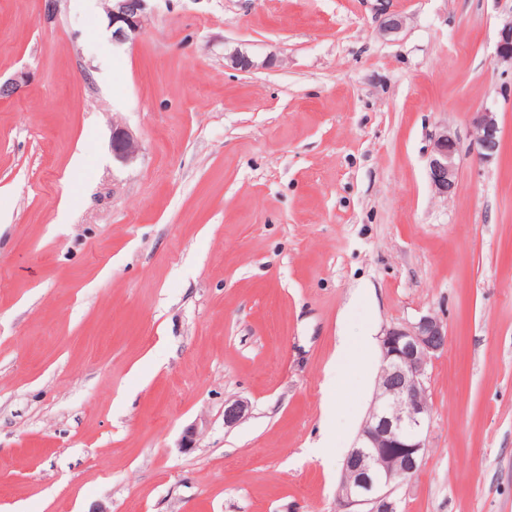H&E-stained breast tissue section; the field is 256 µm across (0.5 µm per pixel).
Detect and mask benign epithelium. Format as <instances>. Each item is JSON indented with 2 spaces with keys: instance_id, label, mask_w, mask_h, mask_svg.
<instances>
[{
  "instance_id": "7a95c632",
  "label": "benign epithelium",
  "mask_w": 512,
  "mask_h": 512,
  "mask_svg": "<svg viewBox=\"0 0 512 512\" xmlns=\"http://www.w3.org/2000/svg\"><path fill=\"white\" fill-rule=\"evenodd\" d=\"M107 9L112 41L124 43L140 32L148 0H109ZM497 60L512 64V20L498 33ZM28 73L19 72L0 80V100L21 95ZM475 155L480 161L493 159L500 149L501 130L497 113L489 108L476 113ZM112 151L128 160L136 152V142L125 129L112 133ZM459 145L443 130L433 137L428 164L432 187L442 196L454 193L458 178ZM445 327L435 315H422L414 322L393 325L381 336L382 366L377 393L368 418L353 448L346 455L343 469L351 478L341 483L339 497L345 507L372 504L371 512H396L392 500L399 471L412 473L422 460L424 427L430 408L426 402L428 364L445 345ZM248 410L244 401H234L224 411V424L234 425Z\"/></svg>"
}]
</instances>
